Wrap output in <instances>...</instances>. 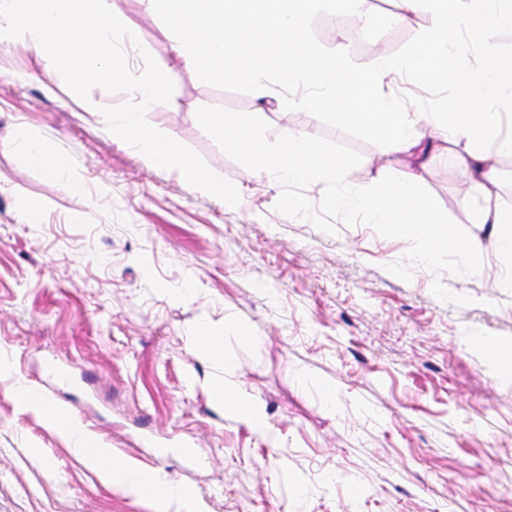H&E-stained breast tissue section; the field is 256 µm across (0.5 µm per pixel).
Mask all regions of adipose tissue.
I'll return each instance as SVG.
<instances>
[{
    "label": "adipose tissue",
    "instance_id": "obj_1",
    "mask_svg": "<svg viewBox=\"0 0 512 512\" xmlns=\"http://www.w3.org/2000/svg\"><path fill=\"white\" fill-rule=\"evenodd\" d=\"M140 2L160 21L171 51L195 72L212 75L215 63L231 54L258 96L267 95L274 84L308 88V95L286 99L289 111L350 103L353 110L346 120L376 136L383 152L417 149L425 139L468 140L471 148L458 160L466 186L462 202L470 204L476 196L485 199L471 235H461L454 225L434 217L433 204L419 193L411 171L381 174L372 193L330 191L326 202L339 212L361 213L364 223L420 241L421 250L411 258L415 265L428 266L447 255L466 266L476 264L483 257L485 239H492L495 256L507 266L496 285L512 288V213L484 196L486 185L499 177L496 156L512 154V132L501 129L504 112L512 111V57L498 58L483 50L498 33L512 30V0H400L399 13L384 15V23L404 22L423 10L431 13L433 23L414 48L378 56L367 68L353 63L345 40H337L328 51L308 38L312 15L333 6L334 0ZM245 29L257 34L255 46L239 44L238 35ZM440 72L460 90L441 112L413 111L386 87L392 74L427 84ZM10 147L46 177L70 191H83V181L42 139L23 134ZM214 394L270 445L278 444V435L257 404L223 385L215 387ZM18 395L38 406L59 433L88 456L108 485L120 484L135 493L158 487L153 473L113 459L111 449L88 440L69 414L41 403L28 388H19Z\"/></svg>",
    "mask_w": 512,
    "mask_h": 512
}]
</instances>
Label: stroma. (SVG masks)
<instances>
[{
    "label": "stroma",
    "mask_w": 512,
    "mask_h": 512,
    "mask_svg": "<svg viewBox=\"0 0 512 512\" xmlns=\"http://www.w3.org/2000/svg\"><path fill=\"white\" fill-rule=\"evenodd\" d=\"M124 9L176 83L147 121L241 201L225 206L113 136L102 110L128 93L96 87L81 100L45 56L0 48V512H155L151 498L107 487L17 400L19 383L117 460L193 486L181 512H512V288H495L493 252L474 274L452 256L420 269L407 239L363 224L329 234L280 213L282 185L226 155L196 111H262L273 139L285 90L258 103L229 58L223 79L186 69L140 0ZM430 24L423 13L368 28V51L351 58L402 54ZM304 116L306 135L361 154L349 185L370 186L379 164L406 171L407 155L382 154L333 110ZM21 133L51 143L84 191L3 148ZM468 148L431 150L417 171L435 215L465 235L479 208L458 201ZM236 322L258 342L229 332ZM201 325L223 332L232 376L223 356L195 348ZM227 377L261 404L278 447L216 400Z\"/></svg>",
    "instance_id": "35a3bbf8"
}]
</instances>
